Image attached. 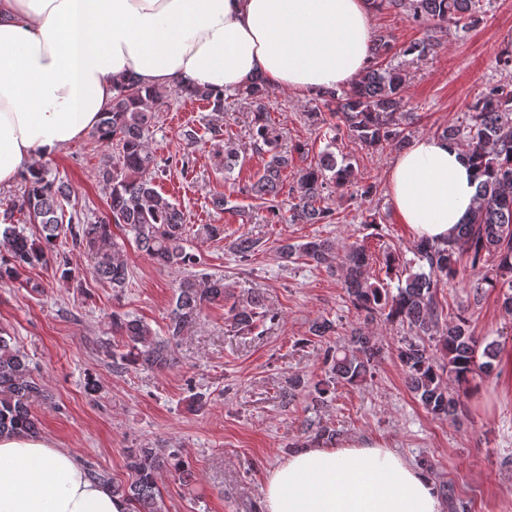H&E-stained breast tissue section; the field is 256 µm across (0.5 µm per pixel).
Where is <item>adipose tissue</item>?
<instances>
[{
  "instance_id": "adipose-tissue-1",
  "label": "adipose tissue",
  "mask_w": 512,
  "mask_h": 512,
  "mask_svg": "<svg viewBox=\"0 0 512 512\" xmlns=\"http://www.w3.org/2000/svg\"><path fill=\"white\" fill-rule=\"evenodd\" d=\"M368 0H0V186L93 130L128 75L164 92L234 90L262 76L298 94L356 82L369 65ZM479 177L463 145L413 140L389 195L414 239L444 244ZM265 512H442L423 471L376 442L313 445L262 489ZM0 512H128L80 459L0 437Z\"/></svg>"
}]
</instances>
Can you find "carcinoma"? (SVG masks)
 Returning <instances> with one entry per match:
<instances>
[{"label": "carcinoma", "mask_w": 512, "mask_h": 512, "mask_svg": "<svg viewBox=\"0 0 512 512\" xmlns=\"http://www.w3.org/2000/svg\"><path fill=\"white\" fill-rule=\"evenodd\" d=\"M377 11L400 9L413 23L429 31L426 38L400 49L404 55L422 57L440 45L439 33L452 27L466 33L485 14L484 0H370ZM395 44L385 36L371 46L372 62L360 79L347 90L333 88L318 93L322 108L306 113L310 125L328 137L327 149L305 165L296 168L292 184L284 186V172L293 163V154L304 156L306 148L296 144L291 151L281 149V134L270 124L262 101L268 94L263 79L257 77L240 89L257 104L253 112L251 138L254 149L268 155L263 173L239 188V193L268 205L271 212L279 207V197H291L289 222L292 224H327L333 216L327 200L333 190L345 188L354 179L350 158L336 161L330 148L346 138L369 150L399 149L406 143L401 128L405 75L390 63ZM177 91L188 100L207 103L217 115L224 114V90L179 86ZM167 106L160 94L127 78L101 113L94 137L113 144L117 154L107 157L99 167L98 178L109 189L107 217L94 224L74 213L63 222L61 200L67 198L65 185L50 176L43 165L28 168L22 175L24 190L3 215L0 227V281H17L23 272L36 265L53 264L59 279L75 276L76 268L59 252L57 240L68 235L72 242L93 258L95 279L114 288L125 286L129 276L121 256L120 244L111 226L118 225L133 235L137 248L162 267H192L194 254L185 247V213L154 185L157 162L150 155L146 140L154 122V113ZM450 140H463L473 162L485 179L477 186L473 207L467 221L458 227L457 237L443 246L420 241L414 245V258L404 261L405 277L398 278L396 290L370 281L366 275L370 256L365 247L351 244L339 252L330 239H313L300 244L278 247V258L292 262L298 258L308 264L332 271L343 270V288L349 301L365 319L382 318L407 330L398 347L406 382L428 413L452 415L460 409L459 396L452 393L444 375L453 376L466 388L471 381L493 371L496 357L493 344L483 353L467 320L458 316L440 324L442 310L438 288L462 274L461 257L470 258L469 268L481 275L490 288L506 289L503 304L512 314V82L489 86L467 105L465 123L443 131ZM224 172L230 174L238 163L237 149L229 144L217 153ZM41 226L39 237L31 238L25 228L14 223V214ZM241 260L251 257L261 247L260 241L240 234L229 244ZM224 297V279L189 275L178 287L170 315L168 340L157 336L142 320L113 317L112 330L124 338L126 351L120 357L125 366L164 371L174 364L169 341L179 338L185 326L199 317L204 303ZM268 311L259 296L233 306L231 325L239 331H252L267 319ZM435 342L429 346L425 340ZM442 352L448 363L438 362ZM378 347L361 333L348 342L325 350V362L331 365L332 379L349 385L367 380ZM485 357L482 362L479 357ZM44 396L42 384L33 375L25 356L12 338L0 333V435L40 434L32 402ZM169 467L183 475L185 462L156 448H139L131 457V481L112 484V493L128 505V512H162L158 473Z\"/></svg>", "instance_id": "carcinoma-1"}]
</instances>
